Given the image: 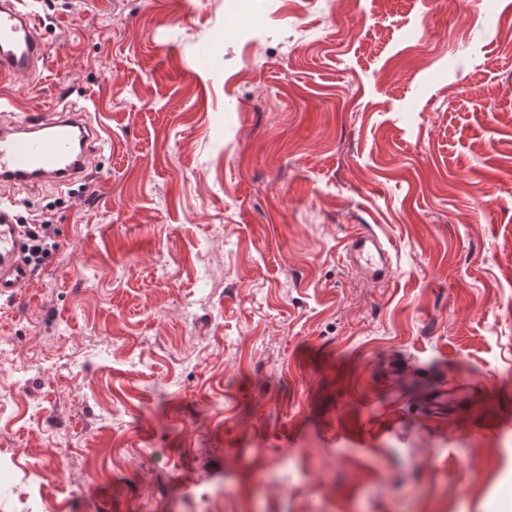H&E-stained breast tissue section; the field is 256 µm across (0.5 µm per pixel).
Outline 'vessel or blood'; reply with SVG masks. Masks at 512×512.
Instances as JSON below:
<instances>
[{
    "label": "vessel or blood",
    "instance_id": "b4317fda",
    "mask_svg": "<svg viewBox=\"0 0 512 512\" xmlns=\"http://www.w3.org/2000/svg\"><path fill=\"white\" fill-rule=\"evenodd\" d=\"M34 21L27 0H0V80L32 74L45 59L48 49ZM101 140L83 112L19 113L0 126V182L34 187L86 180ZM19 234L14 203L0 201V298L17 304L35 276L19 255ZM347 256L367 270L382 271L389 264L387 248L368 230L353 238Z\"/></svg>",
    "mask_w": 512,
    "mask_h": 512
}]
</instances>
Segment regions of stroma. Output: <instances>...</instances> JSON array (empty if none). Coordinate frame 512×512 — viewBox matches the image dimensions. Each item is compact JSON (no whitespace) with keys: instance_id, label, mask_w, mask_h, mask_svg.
<instances>
[{"instance_id":"obj_1","label":"stroma","mask_w":512,"mask_h":512,"mask_svg":"<svg viewBox=\"0 0 512 512\" xmlns=\"http://www.w3.org/2000/svg\"><path fill=\"white\" fill-rule=\"evenodd\" d=\"M36 0L0 97L90 179L0 333V512H512V0ZM485 191L487 204L477 200ZM387 277L348 261L359 228ZM66 430L41 426L44 416ZM68 442L63 473L41 471Z\"/></svg>"}]
</instances>
